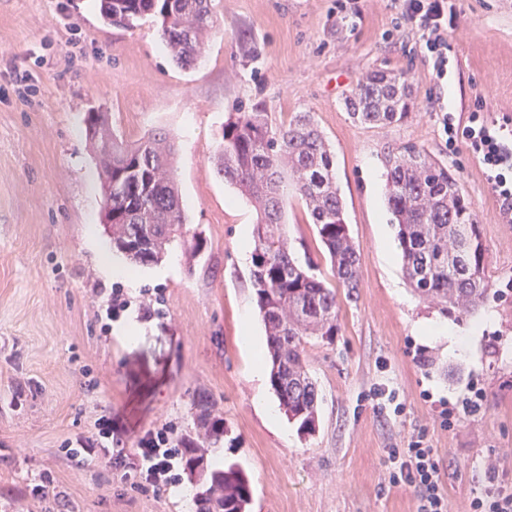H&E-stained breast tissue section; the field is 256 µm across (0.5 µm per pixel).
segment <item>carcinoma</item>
Segmentation results:
<instances>
[{"label":"carcinoma","mask_w":512,"mask_h":512,"mask_svg":"<svg viewBox=\"0 0 512 512\" xmlns=\"http://www.w3.org/2000/svg\"><path fill=\"white\" fill-rule=\"evenodd\" d=\"M109 25L135 26L145 16L159 24L177 65L192 66L213 27L208 0H100ZM414 103L405 73L370 71L345 99L351 118L371 126L403 121ZM86 136L101 180H112L102 212L112 250L133 265L161 261L180 242L197 253L203 239L187 236L181 192L173 175L176 147L154 130L127 142L109 115L95 112ZM387 205L397 225L402 269L413 290L447 314L476 313L492 291L487 248L476 213L448 164L411 144L386 154ZM216 174L256 210L250 278L267 336L270 385L288 421L312 433L319 419V390L305 360L311 338L330 342L339 331L336 287L359 288V251L350 235L334 173V155L311 113L277 124L254 106L233 112L221 130ZM303 201L330 262L334 282L304 268L294 256L286 224L287 189ZM204 394L192 399L195 431L178 436L184 470L198 487V512H250L252 492L237 463L221 468L207 452L224 442V418Z\"/></svg>","instance_id":"cac0c4a2"}]
</instances>
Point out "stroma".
I'll use <instances>...</instances> for the list:
<instances>
[{
	"label": "stroma",
	"instance_id": "stroma-1",
	"mask_svg": "<svg viewBox=\"0 0 512 512\" xmlns=\"http://www.w3.org/2000/svg\"><path fill=\"white\" fill-rule=\"evenodd\" d=\"M357 3L360 16L346 19L336 0H211L214 27L184 69L152 17L126 29L103 22L98 0H0V512H191L188 476L141 488L107 459L76 463L64 442L104 415L117 448L164 424L191 430L200 393L229 429L208 459L244 467L251 512H415L387 466L390 449L418 434L444 463L450 512H465L482 488L486 461L512 487V224L501 222L464 139L443 131L447 115L462 126L481 109L512 118V0H453L442 80L410 26L395 25L402 0ZM376 69L406 73L416 105L403 122L371 127L349 116L346 96ZM24 71L29 95L15 83ZM256 104L276 123L312 113L360 253L357 299L337 291L338 334L305 347L321 397L309 435L262 411L277 398L251 377L254 351L241 340L247 328L266 339L251 260L239 251L256 213L212 163L227 114ZM94 108L111 112L127 140L169 134L188 229L206 242L193 260L173 245L160 266L142 267L137 288L98 267L111 247L83 124ZM410 143L447 163L475 207L495 293L473 316L422 302L404 278L385 155ZM285 222L296 256L329 274L298 197ZM116 288L128 306L111 315ZM435 321L469 331L466 351L424 336ZM130 323L140 330L126 341ZM382 385L400 411L376 396ZM475 385L486 394L478 418L442 427V413ZM44 475L53 483L42 491Z\"/></svg>",
	"mask_w": 512,
	"mask_h": 512
}]
</instances>
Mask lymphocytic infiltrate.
<instances>
[{
	"mask_svg": "<svg viewBox=\"0 0 512 512\" xmlns=\"http://www.w3.org/2000/svg\"><path fill=\"white\" fill-rule=\"evenodd\" d=\"M403 2V19L413 24L424 55L433 58L437 78H444L448 73V32L456 26L455 7L448 0ZM443 129L449 140H465L484 169L503 223L512 224V119L476 114L469 125L459 127L447 116ZM173 434V428L164 425L148 430L137 447L115 448L111 445V423L102 419L96 432L80 439L78 447L69 449L68 454L80 463L102 455L109 457L121 479L160 489L179 481L180 450ZM390 462V483L411 489L416 512H448V498L441 490L440 460L424 437L393 449ZM495 470L494 464L486 465L485 486L470 499L467 512H512V489L496 484Z\"/></svg>",
	"mask_w": 512,
	"mask_h": 512,
	"instance_id": "f902f5d3",
	"label": "lymphocytic infiltrate"
}]
</instances>
